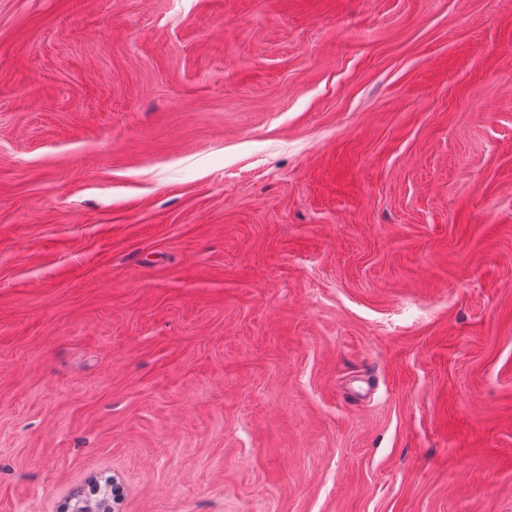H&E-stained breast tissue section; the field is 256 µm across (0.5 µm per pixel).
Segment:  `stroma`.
I'll list each match as a JSON object with an SVG mask.
<instances>
[{
    "mask_svg": "<svg viewBox=\"0 0 512 512\" xmlns=\"http://www.w3.org/2000/svg\"><path fill=\"white\" fill-rule=\"evenodd\" d=\"M512 512V0H0V512Z\"/></svg>",
    "mask_w": 512,
    "mask_h": 512,
    "instance_id": "stroma-1",
    "label": "stroma"
}]
</instances>
